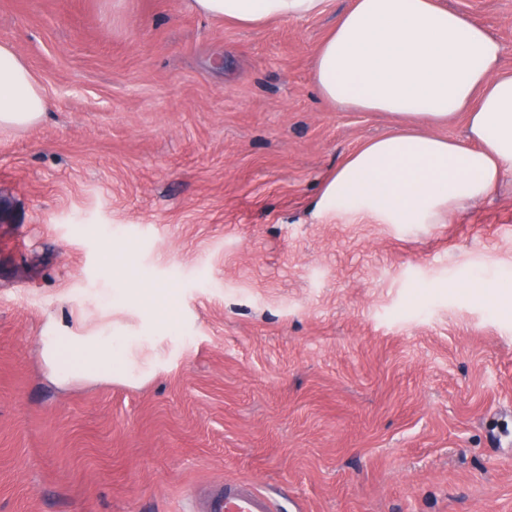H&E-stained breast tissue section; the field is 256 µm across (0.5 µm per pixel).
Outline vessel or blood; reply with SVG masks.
<instances>
[{"mask_svg":"<svg viewBox=\"0 0 512 512\" xmlns=\"http://www.w3.org/2000/svg\"><path fill=\"white\" fill-rule=\"evenodd\" d=\"M288 501L275 499L255 483L242 479L214 485L198 512H291Z\"/></svg>","mask_w":512,"mask_h":512,"instance_id":"vessel-or-blood-1","label":"vessel or blood"}]
</instances>
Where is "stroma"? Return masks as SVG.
Returning a JSON list of instances; mask_svg holds the SVG:
<instances>
[{"label": "stroma", "mask_w": 512, "mask_h": 512, "mask_svg": "<svg viewBox=\"0 0 512 512\" xmlns=\"http://www.w3.org/2000/svg\"><path fill=\"white\" fill-rule=\"evenodd\" d=\"M445 2L512 70V0ZM350 3L243 28L0 0L48 103L0 130V512H185L240 478L304 512H512V174L441 224L314 214L396 126L313 87ZM62 318L150 337L153 376L53 384Z\"/></svg>", "instance_id": "35a3bbf8"}]
</instances>
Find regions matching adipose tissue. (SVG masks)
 <instances>
[{"instance_id": "adipose-tissue-1", "label": "adipose tissue", "mask_w": 512, "mask_h": 512, "mask_svg": "<svg viewBox=\"0 0 512 512\" xmlns=\"http://www.w3.org/2000/svg\"><path fill=\"white\" fill-rule=\"evenodd\" d=\"M326 0H191L204 15L252 28L320 14ZM504 47L477 19L442 0H352L313 61L317 94L340 109L384 112L401 128L365 143L324 183L319 216L436 224L495 192L512 173V72ZM46 97L31 69L0 44V128L39 122ZM467 117V140L422 132ZM41 354L50 379L131 380L153 361L133 337L53 321Z\"/></svg>"}]
</instances>
